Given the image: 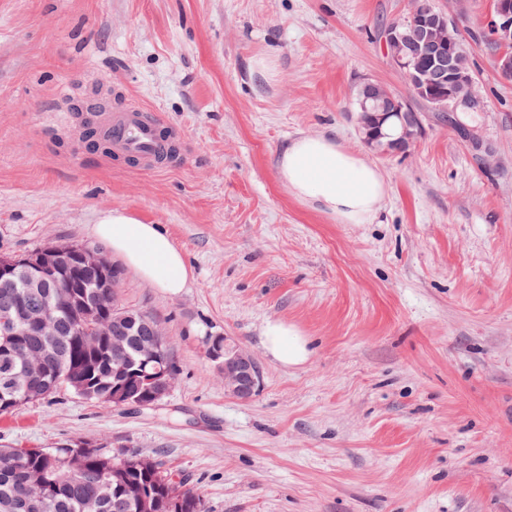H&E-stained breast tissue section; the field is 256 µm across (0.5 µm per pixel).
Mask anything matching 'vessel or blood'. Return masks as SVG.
Wrapping results in <instances>:
<instances>
[{
  "instance_id": "vessel-or-blood-1",
  "label": "vessel or blood",
  "mask_w": 512,
  "mask_h": 512,
  "mask_svg": "<svg viewBox=\"0 0 512 512\" xmlns=\"http://www.w3.org/2000/svg\"><path fill=\"white\" fill-rule=\"evenodd\" d=\"M80 121L102 128L116 157L131 159L145 170L158 168L176 152L171 128L155 111L132 103L118 87L107 103L87 106Z\"/></svg>"
}]
</instances>
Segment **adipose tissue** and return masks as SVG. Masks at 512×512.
I'll return each instance as SVG.
<instances>
[{
    "label": "adipose tissue",
    "instance_id": "1",
    "mask_svg": "<svg viewBox=\"0 0 512 512\" xmlns=\"http://www.w3.org/2000/svg\"><path fill=\"white\" fill-rule=\"evenodd\" d=\"M277 177L291 196L342 224L372 223L389 192L378 167L325 133L288 142L278 159ZM93 233L151 287L170 296L188 288L193 270L158 225L114 208L101 212ZM262 336L267 354L283 366L297 367L310 357L308 338L293 324L268 321Z\"/></svg>",
    "mask_w": 512,
    "mask_h": 512
}]
</instances>
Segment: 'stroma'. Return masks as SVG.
Masks as SVG:
<instances>
[{
	"mask_svg": "<svg viewBox=\"0 0 512 512\" xmlns=\"http://www.w3.org/2000/svg\"><path fill=\"white\" fill-rule=\"evenodd\" d=\"M435 3L487 102L458 130L384 52L412 0H0V255L95 244L100 213L126 208L194 270L178 297L130 270L120 290L165 331L168 396L102 409L63 387L0 414V447L150 457L204 512H512V79L483 38L494 0ZM267 56L269 78L252 70ZM104 77L159 111L182 165L145 171L67 127ZM366 79L419 113L406 153L363 142ZM321 132L388 180L372 223L278 181L281 148ZM276 319L309 338L304 365L266 353ZM217 333L258 366L250 400L206 355Z\"/></svg>",
	"mask_w": 512,
	"mask_h": 512,
	"instance_id": "35a3bbf8",
	"label": "stroma"
}]
</instances>
